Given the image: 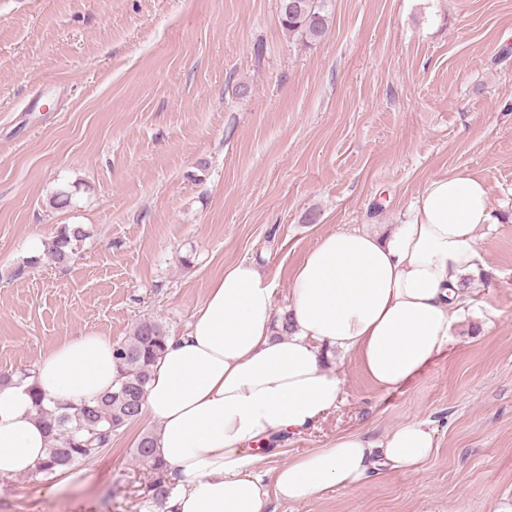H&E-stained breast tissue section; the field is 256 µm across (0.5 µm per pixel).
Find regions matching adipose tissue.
Returning <instances> with one entry per match:
<instances>
[{
    "mask_svg": "<svg viewBox=\"0 0 512 512\" xmlns=\"http://www.w3.org/2000/svg\"><path fill=\"white\" fill-rule=\"evenodd\" d=\"M496 218L484 181L456 172L429 179L386 236L361 229L319 238L296 269L292 329L277 334L275 286L246 259L213 279L186 333L169 337L143 411L159 429L168 512H265L270 497L303 501L355 487L380 469H414L436 443L427 423L400 424L373 442L359 433L293 455L270 474L246 451L302 433L336 409L341 381L330 349L355 352L378 387H405L447 352L463 279L480 272L476 232ZM114 346L85 334L42 356L23 382L0 387V478L49 455L33 389L46 399H93L111 390Z\"/></svg>",
    "mask_w": 512,
    "mask_h": 512,
    "instance_id": "1",
    "label": "adipose tissue"
}]
</instances>
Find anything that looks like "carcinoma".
I'll list each match as a JSON object with an SVG mask.
<instances>
[{"label": "carcinoma", "mask_w": 512, "mask_h": 512, "mask_svg": "<svg viewBox=\"0 0 512 512\" xmlns=\"http://www.w3.org/2000/svg\"><path fill=\"white\" fill-rule=\"evenodd\" d=\"M330 15V0H280L279 20L283 31L288 39L305 45L323 40L329 29ZM85 236L79 224L61 227L48 247V258L58 264L69 261L75 243ZM168 338V331L160 322L136 323L130 336L116 345V379L112 391L93 400L48 404L42 392L34 391L36 415L48 433L49 458L31 472L32 477H48L85 463L110 446L122 429L141 416L131 408L143 402ZM154 440L152 434L143 435L135 457L149 470L160 473L166 464L155 455ZM168 497L169 487L165 481L151 482L144 501L146 512H167Z\"/></svg>", "instance_id": "carcinoma-1"}]
</instances>
